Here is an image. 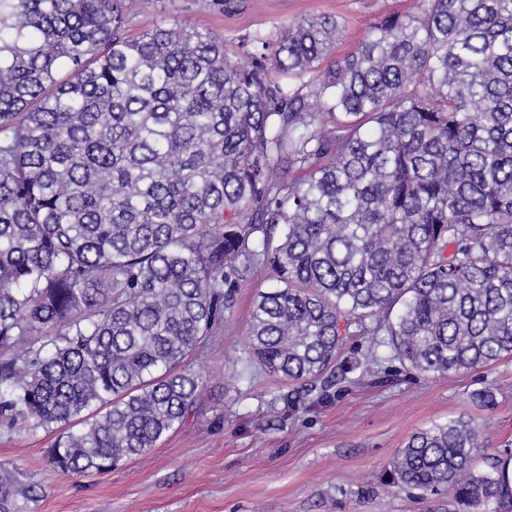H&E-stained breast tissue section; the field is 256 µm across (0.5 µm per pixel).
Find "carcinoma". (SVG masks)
<instances>
[{"label":"carcinoma","mask_w":512,"mask_h":512,"mask_svg":"<svg viewBox=\"0 0 512 512\" xmlns=\"http://www.w3.org/2000/svg\"><path fill=\"white\" fill-rule=\"evenodd\" d=\"M127 6L0 0V426L68 427L75 475L146 453L257 266L248 356L290 384L353 326L421 376L512 354V0H420L325 68L332 16L241 65L180 22L127 36ZM511 461L450 418L384 482L502 512Z\"/></svg>","instance_id":"cac0c4a2"}]
</instances>
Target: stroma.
Returning a JSON list of instances; mask_svg holds the SVG:
<instances>
[{"instance_id":"35a3bbf8","label":"stroma","mask_w":512,"mask_h":512,"mask_svg":"<svg viewBox=\"0 0 512 512\" xmlns=\"http://www.w3.org/2000/svg\"><path fill=\"white\" fill-rule=\"evenodd\" d=\"M418 0H134L127 30L179 20L223 38L246 64L252 39L276 40L289 23L336 17L337 54L354 50L392 14ZM255 269L236 291L224 331L191 358L209 371L197 407L144 455L99 474L58 471L47 450L55 433L0 427V463L29 491L25 512H451L447 496L418 497L385 486L386 466L416 431L449 418L480 426L490 450L512 452V355L451 375L416 376L371 337H348L343 359L376 353L381 384L336 368L327 390L289 385L246 363L248 326L258 291ZM490 392L492 405L477 400Z\"/></svg>"}]
</instances>
